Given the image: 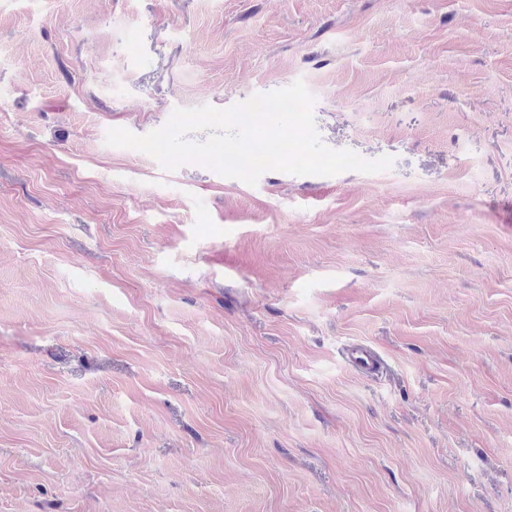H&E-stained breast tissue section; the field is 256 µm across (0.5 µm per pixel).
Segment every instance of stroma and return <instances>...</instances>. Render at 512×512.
<instances>
[{"mask_svg":"<svg viewBox=\"0 0 512 512\" xmlns=\"http://www.w3.org/2000/svg\"><path fill=\"white\" fill-rule=\"evenodd\" d=\"M299 79L393 167L104 142ZM0 512H512V0H0ZM349 361L365 372H376L380 367V359L375 351L365 346H354L348 353Z\"/></svg>","mask_w":512,"mask_h":512,"instance_id":"stroma-1","label":"stroma"}]
</instances>
